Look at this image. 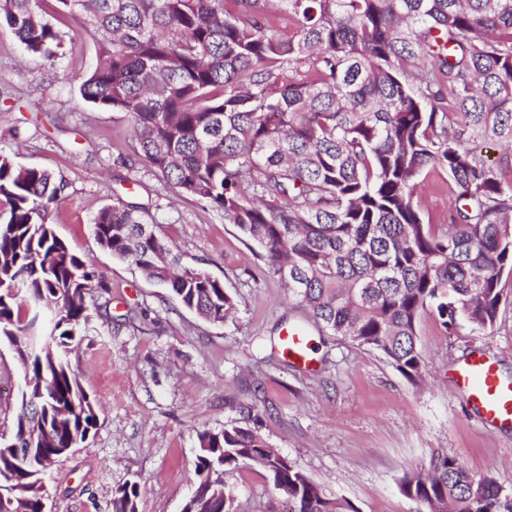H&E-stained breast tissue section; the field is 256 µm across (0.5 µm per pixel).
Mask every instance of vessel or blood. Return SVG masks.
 Segmentation results:
<instances>
[{"mask_svg": "<svg viewBox=\"0 0 512 512\" xmlns=\"http://www.w3.org/2000/svg\"><path fill=\"white\" fill-rule=\"evenodd\" d=\"M283 346L290 360L308 363L309 344L305 336L289 333L283 339ZM453 378L484 425L490 428L512 427V381L503 379L495 358L472 353L457 365Z\"/></svg>", "mask_w": 512, "mask_h": 512, "instance_id": "obj_1", "label": "vessel or blood"}]
</instances>
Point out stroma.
<instances>
[{
	"label": "stroma",
	"instance_id": "stroma-1",
	"mask_svg": "<svg viewBox=\"0 0 512 512\" xmlns=\"http://www.w3.org/2000/svg\"><path fill=\"white\" fill-rule=\"evenodd\" d=\"M63 34L54 61L25 55L0 26V153L63 178L55 233L89 258L108 289L89 296L90 318L70 356L98 407V423L48 472L47 512H112L118 487L138 483L139 512H182L194 487L197 435L235 424L257 430L328 496L355 512H418L400 491L404 472L442 449L470 473L512 492V428H488L454 385L451 371L472 353L497 359L512 378V275L493 328L444 334L434 314L419 317L422 377L411 381L381 353L322 334L288 297L250 243L222 212L177 195L134 153L122 113L84 102L78 75L98 63L95 41L71 15L44 0ZM413 205L446 229L457 189L440 170L424 171ZM146 207L184 264L206 271L236 301L232 320L213 324L170 290L102 249L92 217L116 199ZM304 328L312 367L280 348L284 331ZM24 374L0 345V434L21 409ZM237 512H291L256 466L223 475Z\"/></svg>",
	"mask_w": 512,
	"mask_h": 512
}]
</instances>
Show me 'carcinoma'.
Returning a JSON list of instances; mask_svg holds the SVG:
<instances>
[{
  "mask_svg": "<svg viewBox=\"0 0 512 512\" xmlns=\"http://www.w3.org/2000/svg\"><path fill=\"white\" fill-rule=\"evenodd\" d=\"M45 0H0L28 56L62 36ZM96 40L82 99L128 119L135 152L167 183L210 204L260 249L268 270L323 332L381 353L412 380L416 322L448 333L494 327L512 273V181L483 158L512 147V0H55ZM442 169L457 188L451 224L423 222L416 179ZM63 180L0 154V343L34 381L14 441L0 445V512H41L45 462L97 425L69 355L104 287L48 221ZM98 244L168 286L212 323L233 318L219 280L170 254L146 208L117 200L91 220ZM196 483L236 512L217 475L259 466L294 512H355L326 496L266 440L227 425L198 433ZM419 512H512L490 475L443 450L404 474ZM136 482L113 512H138Z\"/></svg>",
  "mask_w": 512,
  "mask_h": 512,
  "instance_id": "obj_1",
  "label": "carcinoma"
}]
</instances>
